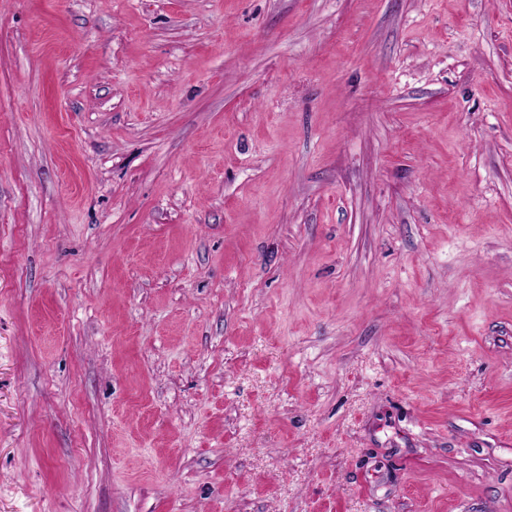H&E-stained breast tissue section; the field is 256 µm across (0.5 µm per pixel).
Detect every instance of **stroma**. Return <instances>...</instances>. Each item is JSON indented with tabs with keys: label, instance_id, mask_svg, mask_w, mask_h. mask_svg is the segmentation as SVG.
I'll return each instance as SVG.
<instances>
[{
	"label": "stroma",
	"instance_id": "stroma-1",
	"mask_svg": "<svg viewBox=\"0 0 512 512\" xmlns=\"http://www.w3.org/2000/svg\"><path fill=\"white\" fill-rule=\"evenodd\" d=\"M0 512H512V0H0Z\"/></svg>",
	"mask_w": 512,
	"mask_h": 512
}]
</instances>
